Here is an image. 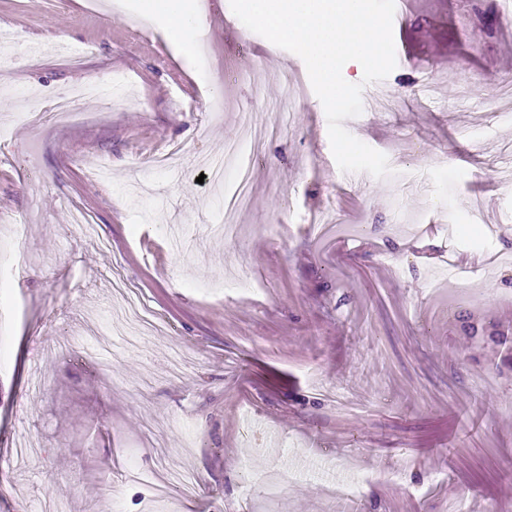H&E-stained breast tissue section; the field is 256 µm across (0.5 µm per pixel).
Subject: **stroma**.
<instances>
[{"instance_id":"obj_1","label":"stroma","mask_w":512,"mask_h":512,"mask_svg":"<svg viewBox=\"0 0 512 512\" xmlns=\"http://www.w3.org/2000/svg\"><path fill=\"white\" fill-rule=\"evenodd\" d=\"M112 2L0 0V450H36L0 469V512H512V24L496 0H407L406 59L344 122L393 170L361 183L302 59L252 55L229 0H199L204 57L159 15L133 36L146 0ZM89 83L76 122H27L33 98ZM248 124L270 133L226 236L227 146ZM122 288L161 331L127 335ZM132 467L192 473L195 491L159 495Z\"/></svg>"}]
</instances>
